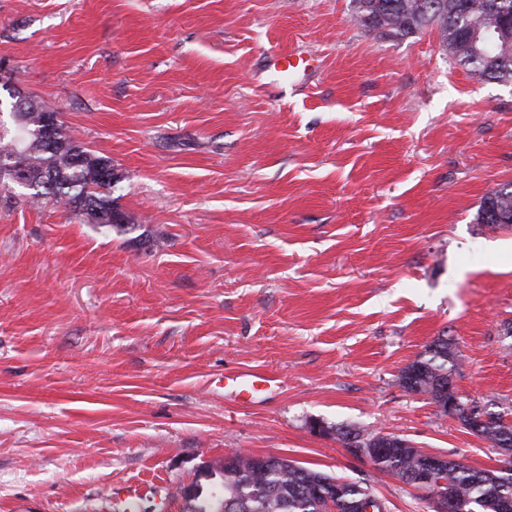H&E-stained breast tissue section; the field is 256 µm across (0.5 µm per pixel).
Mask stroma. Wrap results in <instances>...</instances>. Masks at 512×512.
Segmentation results:
<instances>
[{
    "label": "stroma",
    "mask_w": 512,
    "mask_h": 512,
    "mask_svg": "<svg viewBox=\"0 0 512 512\" xmlns=\"http://www.w3.org/2000/svg\"><path fill=\"white\" fill-rule=\"evenodd\" d=\"M351 0H0V56L127 178L122 233L0 200V512H183L225 455L419 490L337 429L496 469L500 449L398 384L434 339L455 390L512 408V85ZM304 57L281 83L273 60ZM277 377L237 389L244 373ZM322 423L323 432L311 429ZM476 221L493 228L512 226V183L500 184L485 194Z\"/></svg>",
    "instance_id": "obj_1"
}]
</instances>
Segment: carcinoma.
Listing matches in <instances>:
<instances>
[{
	"label": "carcinoma",
	"mask_w": 512,
	"mask_h": 512,
	"mask_svg": "<svg viewBox=\"0 0 512 512\" xmlns=\"http://www.w3.org/2000/svg\"><path fill=\"white\" fill-rule=\"evenodd\" d=\"M512 21V0H353V21L394 38H403L426 28L438 32L448 57L484 81L512 84V38L493 37L496 22ZM7 93L10 122L0 119V157L14 143V102L21 95L12 84H0ZM28 113L25 162L29 184L23 202L52 204L81 216L89 224L121 230L133 220L112 199V188L125 175L112 159L99 155L74 137L62 121L55 127L57 147L43 140L42 116L57 113L48 102ZM476 221L493 228L512 226V183L487 192ZM459 358L439 337L401 372L399 384L407 391L426 394L444 414L448 413V383L457 372ZM479 407L462 397L453 417L474 435L506 454L512 453V422L504 413L485 410L488 420L478 428L469 414ZM338 440L354 457L369 454L374 468L408 485L436 490L458 512H512V462L497 470L472 468L455 460L433 464L431 456L419 452L408 440L395 434L336 431ZM203 476L209 483L192 485L183 496L184 512H355L361 502H376L368 485L345 481L321 471L299 466L278 457H224L220 465H207Z\"/></svg>",
	"instance_id": "obj_1"
}]
</instances>
